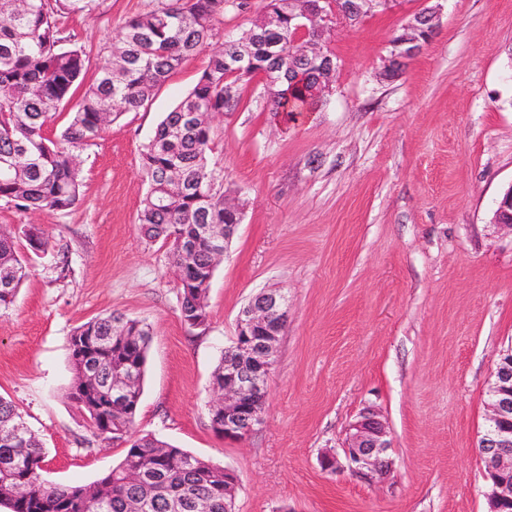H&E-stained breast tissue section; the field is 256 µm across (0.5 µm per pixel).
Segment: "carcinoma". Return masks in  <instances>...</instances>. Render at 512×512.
Masks as SVG:
<instances>
[{"label": "carcinoma", "instance_id": "1", "mask_svg": "<svg viewBox=\"0 0 512 512\" xmlns=\"http://www.w3.org/2000/svg\"><path fill=\"white\" fill-rule=\"evenodd\" d=\"M93 0H0V200L25 211L65 212L78 200L82 181L75 149L96 140L124 112L144 106L156 87L212 37L224 0H164L129 19L94 79L86 80V55L65 47L72 40L62 18L92 8ZM266 25L258 19L209 60L188 95L158 125L142 154L148 189L138 214L143 235L172 245L174 263L192 264L198 283L182 288L180 313L190 328L206 325L212 255L224 237L199 232L224 223V175L208 164L213 148L208 112L231 111L241 102L232 48L251 45L254 76L279 78L274 112L314 109L305 90L318 68L300 65L288 49V0H266ZM69 121L58 141L43 135L60 112ZM31 248L49 239L40 227L24 230ZM28 277L15 250L14 232L0 227V308L9 307ZM149 330L113 312L77 327L70 337L73 378L68 394L99 434L129 442L124 459L86 485L53 486L41 478L44 452L12 401L0 396V503L11 512H227L232 487L224 467L198 458L155 436H130L142 395ZM134 369L138 387L127 406L105 400L112 369ZM137 470L141 479L126 482Z\"/></svg>", "mask_w": 512, "mask_h": 512}]
</instances>
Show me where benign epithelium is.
Instances as JSON below:
<instances>
[{"label": "benign epithelium", "mask_w": 512, "mask_h": 512, "mask_svg": "<svg viewBox=\"0 0 512 512\" xmlns=\"http://www.w3.org/2000/svg\"><path fill=\"white\" fill-rule=\"evenodd\" d=\"M394 0H289L288 18L306 37L294 42V58L323 61L321 76L312 90L321 99L332 87L335 65L325 49L336 32L355 24L363 16L383 11ZM442 5L425 8L405 24V36L391 44L380 76L391 80L418 56L427 44L420 36L432 35L439 24ZM224 243H229L240 223V209L232 201L224 204ZM288 323V297L281 291L253 295L237 317L233 348L238 358L224 364V390L214 397L211 411L218 414L212 429L226 440L240 441L262 423L268 381L274 366L279 336ZM486 428L478 441L479 453L492 481L487 493L490 512H508L512 507V347L503 351L492 370ZM389 432L373 409H366L349 426L342 453L327 452L322 469L336 474L348 467L368 482L380 483L389 475L393 459Z\"/></svg>", "instance_id": "1"}]
</instances>
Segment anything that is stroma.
<instances>
[{
	"mask_svg": "<svg viewBox=\"0 0 512 512\" xmlns=\"http://www.w3.org/2000/svg\"><path fill=\"white\" fill-rule=\"evenodd\" d=\"M435 0H401L336 33L339 68L312 112H270L264 85L213 123L211 167L242 221L216 267L206 326L180 314L181 284L163 241L138 226L142 153L226 36L265 0H225L213 37L139 110L84 146L82 192L64 212L0 200L29 275L0 309V396L45 448L43 479L89 484L124 458L68 396L69 340L114 311L151 332L133 433L232 470L235 512H488L477 441L492 369L512 347V229L493 220L512 186V0H442L429 43L394 80L378 77L394 34ZM158 0H95L65 18L97 65L130 18ZM49 238L33 251L24 234ZM291 308L264 422L231 441L210 425L212 372L257 292ZM375 409L394 470L372 484L324 472L348 425Z\"/></svg>",
	"mask_w": 512,
	"mask_h": 512,
	"instance_id": "35a3bbf8",
	"label": "stroma"
}]
</instances>
